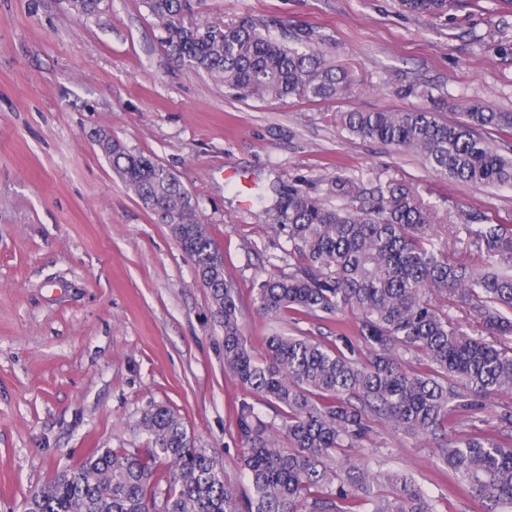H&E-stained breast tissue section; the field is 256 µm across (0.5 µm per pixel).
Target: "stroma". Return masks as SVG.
Masks as SVG:
<instances>
[{
  "label": "stroma",
  "instance_id": "1",
  "mask_svg": "<svg viewBox=\"0 0 512 512\" xmlns=\"http://www.w3.org/2000/svg\"><path fill=\"white\" fill-rule=\"evenodd\" d=\"M250 15L354 78L347 95L239 100L177 61L143 0H0V512L97 448L140 445L142 414L177 410L240 493L236 408L224 332L168 224L97 146L107 130L153 154L197 200L237 287L243 332L262 354L271 325L256 288L282 274L286 237L253 193L295 185L327 199L336 180L399 182L436 206L512 220V188L440 180L413 153L356 137L344 112L428 107L450 121L467 100L512 113V0H462L438 17L400 0H194L192 22ZM354 456L412 476L448 512H481L441 471L428 440L379 423Z\"/></svg>",
  "mask_w": 512,
  "mask_h": 512
}]
</instances>
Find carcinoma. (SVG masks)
<instances>
[{
    "label": "carcinoma",
    "mask_w": 512,
    "mask_h": 512,
    "mask_svg": "<svg viewBox=\"0 0 512 512\" xmlns=\"http://www.w3.org/2000/svg\"><path fill=\"white\" fill-rule=\"evenodd\" d=\"M193 0H146L162 41L181 63L241 99H330L351 89L310 47V33L288 38L241 16L191 29ZM438 15L455 0H402ZM448 122L427 110L346 112L353 134L411 151L443 180L512 187V114L479 101ZM115 172L161 215L210 292L224 331V368L252 396L241 400L236 434L250 493L224 482L216 457L195 446L167 405L144 413V451L97 448L67 474L29 493L24 512H442L412 478L373 470L348 451L370 441L373 424L427 435L438 462L484 512H512V405L493 421L485 400L512 394V224L485 214L438 231L434 210L410 187L390 183L360 204L332 206L300 187L273 189L274 230L287 235L289 272L262 281L257 311L270 319L351 313L366 355L313 336L277 331L255 358L243 334L240 300L198 203L154 155L132 153L100 134ZM473 250L478 265L449 250ZM461 304L483 334L448 314ZM420 370L406 368V358ZM275 413L266 421L256 411Z\"/></svg>",
    "instance_id": "carcinoma-1"
}]
</instances>
